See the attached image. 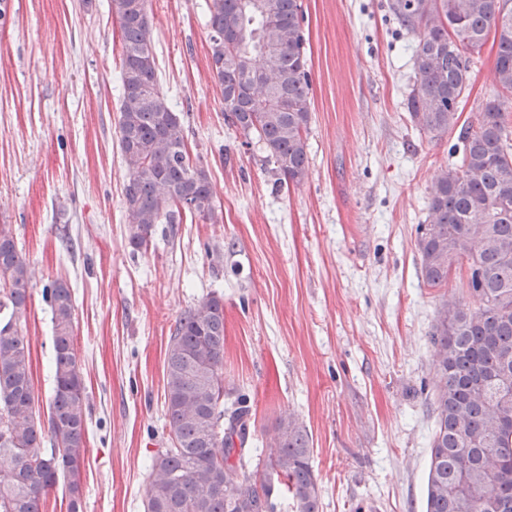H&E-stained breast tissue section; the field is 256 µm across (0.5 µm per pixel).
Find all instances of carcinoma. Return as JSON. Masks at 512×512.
Returning a JSON list of instances; mask_svg holds the SVG:
<instances>
[{
    "label": "carcinoma",
    "instance_id": "1",
    "mask_svg": "<svg viewBox=\"0 0 512 512\" xmlns=\"http://www.w3.org/2000/svg\"><path fill=\"white\" fill-rule=\"evenodd\" d=\"M148 0H111L121 34L123 94L119 145L128 172L124 216L130 243L149 244L158 224L188 212L217 220L203 165L191 159L180 116L158 89ZM388 13L417 38L411 121L441 135L457 127L470 57L488 35L497 46L498 97L463 126L428 191L427 223L415 248L422 281L446 288L468 266L472 310L441 304L429 341L438 384L433 405L426 512H512V0H387ZM301 0H210L211 70L224 122L255 135L274 165L277 186L307 175L310 80ZM35 272L12 231L0 225V512H42L43 496L64 478L70 512H80L87 453L88 396L73 336L71 288L42 290L53 323L51 446L34 408L29 340L19 317ZM224 302L211 295L185 310L170 336L165 419L171 447L153 462L144 512H320L305 426L277 421L264 460L246 448L250 411L224 404Z\"/></svg>",
    "mask_w": 512,
    "mask_h": 512
}]
</instances>
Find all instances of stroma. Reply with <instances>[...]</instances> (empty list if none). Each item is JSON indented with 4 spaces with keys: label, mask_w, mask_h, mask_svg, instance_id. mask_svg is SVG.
Instances as JSON below:
<instances>
[{
    "label": "stroma",
    "mask_w": 512,
    "mask_h": 512,
    "mask_svg": "<svg viewBox=\"0 0 512 512\" xmlns=\"http://www.w3.org/2000/svg\"><path fill=\"white\" fill-rule=\"evenodd\" d=\"M385 3L302 0L308 172L279 190L261 143L224 123L206 0H149L158 88L208 172L218 220L157 225L139 251L123 216L110 0L0 8V225L36 270L21 328L43 418L54 381L42 289L61 279L72 290L90 404L81 512H144L152 462L170 445L169 338L210 295L224 301V390L250 405L251 447L294 413L322 512H425L429 336L444 297H471L460 279L443 291L420 279L416 228L457 134L413 126L416 37ZM495 60L489 43L473 55L460 123L496 97Z\"/></svg>",
    "instance_id": "obj_1"
}]
</instances>
